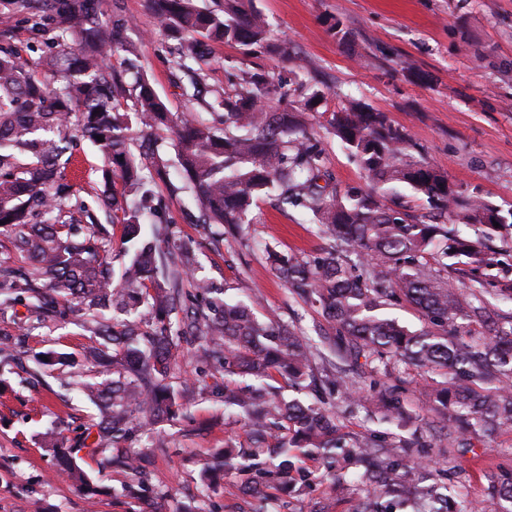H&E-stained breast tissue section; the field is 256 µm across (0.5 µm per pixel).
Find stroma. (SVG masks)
I'll use <instances>...</instances> for the list:
<instances>
[{
  "mask_svg": "<svg viewBox=\"0 0 512 512\" xmlns=\"http://www.w3.org/2000/svg\"><path fill=\"white\" fill-rule=\"evenodd\" d=\"M130 20L126 42L138 54L144 76L170 111L206 117L212 91L229 86L233 68H263L288 77L292 60L271 53L243 55L233 43L210 46L209 63L176 71L175 58L147 0H121ZM274 42L288 43L315 65L310 85L327 96L328 108L350 98L385 113L401 127L415 153L431 161L463 191L478 193L501 210L512 211V0H252ZM10 14L7 39L21 47L25 58L39 62L59 42L54 24H34L16 11L13 0H0V15ZM341 24L346 40L333 26ZM198 84L203 94L188 100L184 87ZM324 152L325 164L339 186L365 184L355 157L329 133L319 113L307 115ZM102 155L86 138L76 140L66 168L91 210L100 213ZM150 219L171 225L178 243L188 245L194 265L183 277L184 289L204 279L222 288L229 300L260 294L258 315L276 312L309 335L328 329L321 308L291 294L266 261V250L297 258L321 252L328 242L311 216L279 206L276 197L261 198L251 222L238 239L215 246L196 222L191 196L158 185ZM89 339L74 324L34 331L31 351L53 350L81 359ZM351 399L328 395L343 443L332 462L305 457L299 462L309 474L307 484L272 490L273 512H362L368 490L359 482L362 464L347 453L355 443L385 447L391 463L406 456L426 465L435 481L465 505L488 506V476L512 471V431L470 438L464 448L449 446L455 426L436 422L424 390L433 377L420 369L365 355L346 363ZM177 381L196 389L184 404L183 417L161 428L163 447L150 437L135 442L149 459L147 483L154 512H259V501L244 492L255 481L254 471H236L214 485L202 481L211 455L227 445L249 448L248 427L224 406V378L202 372L192 349H183L175 371ZM389 384L400 389L401 411L393 415L365 403V396ZM54 378L37 386L17 375L0 387V512H140V500L122 490L124 474L100 476L95 461L79 453L78 464L93 482L104 487L87 499L60 474L41 436L55 428L76 439L94 407L78 392L57 397ZM419 430L423 447L406 449L405 440ZM347 492L334 494V480Z\"/></svg>",
  "mask_w": 512,
  "mask_h": 512,
  "instance_id": "35a3bbf8",
  "label": "stroma"
}]
</instances>
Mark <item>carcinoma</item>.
<instances>
[{"label": "carcinoma", "mask_w": 512, "mask_h": 512, "mask_svg": "<svg viewBox=\"0 0 512 512\" xmlns=\"http://www.w3.org/2000/svg\"><path fill=\"white\" fill-rule=\"evenodd\" d=\"M148 3L162 32L178 41L180 67L207 64L206 48L215 41L234 43L245 55L256 48L288 54L287 46L270 43L251 0H224L213 10L195 0ZM20 8L55 21L75 47L45 55L39 72L21 48L0 46V237L20 261L0 263V314L22 299L29 313L19 333H0V365L22 364L25 337L46 324H80L90 341L84 363L47 352L45 360L34 357L32 375L80 386L97 410L84 427L82 447L99 457L101 470L135 478L124 492L148 500L145 458L129 444L172 420L192 389L172 381L184 345L196 347L207 369L224 374V407L237 410L250 428L251 452L227 447L217 453L205 475L209 482L265 454L266 475L287 487L306 481L299 456H333L339 438L323 402L286 398L270 383L279 376L297 393L346 386L343 375L316 378L317 350L341 360L387 354L440 373L444 381L427 396L441 420L459 424L450 446L512 431V315L474 340L468 327L487 320L484 295L442 275L450 258L474 271L501 265L499 253L484 242L495 230V206L450 185L434 165L409 152L401 128L355 100L325 112L326 123L372 187L337 188L302 113L292 109L298 104L310 111L324 94L296 79L239 68L233 91L216 93L209 104L214 121L168 111L147 78L127 82L112 64L129 25L117 0L106 22L99 0H20ZM75 126L102 153V203L123 225L129 261L118 278L108 225L76 197L65 176ZM171 151L217 246L241 230L271 192L282 205L313 215L328 248L306 260L273 251L269 258L292 294L322 309L332 332L317 343L279 316L258 318L206 280L196 281L192 293L183 291L161 247L172 238L170 226L150 236L143 230L153 186L169 180ZM118 184L124 188L119 195L112 192ZM397 184L425 195L439 213L415 220L387 206ZM456 223L483 231L460 238L448 228ZM399 301L414 306L426 325L412 331L384 314ZM372 403L392 412L399 391L382 389ZM47 446L60 473L81 492L90 498L101 493L73 462L67 438L53 434ZM350 452L367 461L364 479L374 496L407 490L432 505L430 512H462L440 486L420 485L422 467L399 475L374 446L355 444ZM493 494L512 503V476L495 477Z\"/></svg>", "instance_id": "1"}]
</instances>
